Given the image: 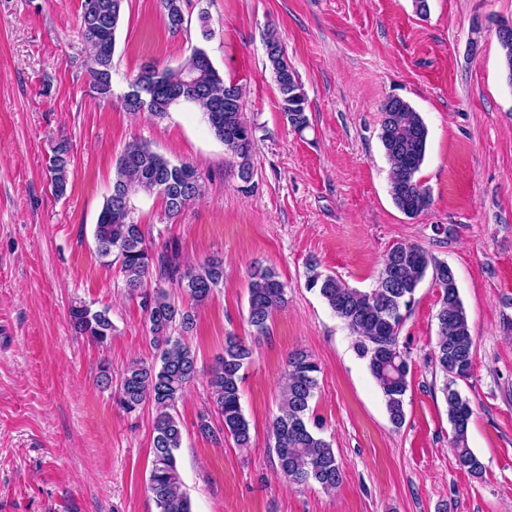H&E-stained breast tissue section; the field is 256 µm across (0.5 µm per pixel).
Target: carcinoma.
Listing matches in <instances>:
<instances>
[{
	"instance_id": "cac0c4a2",
	"label": "carcinoma",
	"mask_w": 512,
	"mask_h": 512,
	"mask_svg": "<svg viewBox=\"0 0 512 512\" xmlns=\"http://www.w3.org/2000/svg\"><path fill=\"white\" fill-rule=\"evenodd\" d=\"M122 2L82 3L81 36L90 45L87 62L97 63V70L88 67L86 73L91 91L103 101L112 100L108 92L112 91L113 53H103L102 40L108 37L110 43H115ZM161 6L168 28L180 30L185 23L182 0H161ZM499 43L506 79L512 86V34L499 38ZM265 46L280 94L281 111L290 127L301 133L309 127V117L298 75L285 59L275 31L267 32ZM206 57L204 50L196 48L175 67L141 69L134 80L156 88L158 94L134 111L160 119L176 103L194 105L205 116L215 137L241 159L240 175L247 181L253 134L242 116V88L225 82L213 65L203 64ZM218 104L223 111H214ZM381 116L380 139L389 166V193L395 206L414 218L427 210L431 202L428 188L417 177L426 156L429 130L420 112L397 96L382 104ZM69 151L68 143L62 140L50 158V185L58 197L66 194L69 183ZM139 192L161 195L167 216L172 219L201 196L202 184L192 165H174L147 144L131 143L118 158L112 193L103 205L95 229L98 254L104 259L117 254L124 288L140 298L151 342L160 351V365L134 362L125 369L116 402L127 414L138 411L147 402L158 408L148 491L158 512H191L177 467L183 431L172 409L197 375L196 355L183 338L193 328L194 315L178 304L163 284L178 289L191 304L201 305L224 282V266L218 259L189 264L175 243L153 251L141 225L132 216L131 196ZM428 275L443 289L436 314L434 364L443 376L441 392L452 429L450 448L459 464L478 478L483 473V464L468 444L472 408L461 393H448V387L470 378L474 345L452 268L441 266L435 257L416 245L396 243L385 254L376 286L370 290L353 288L340 278L323 273L315 261L307 267V287L318 291L354 336V349L367 361L385 399L389 420L399 428L405 422L404 396L410 374L409 357L400 348L399 332L404 313L410 310L417 288ZM285 303V284L276 271L255 267L249 282L247 316L254 335H266L270 318ZM70 318L76 332L98 344L103 345L112 337V320L106 309L74 306ZM251 358V345L235 335L225 337L224 353L209 380L220 425L215 426L208 417L201 416V435H229L238 447H250V425L241 406L240 384L242 371ZM287 366L278 413L271 422L278 474L289 484L313 482L332 490L342 482V471L333 448L318 433L320 425L309 421L320 367L304 352L290 355Z\"/></svg>"
}]
</instances>
